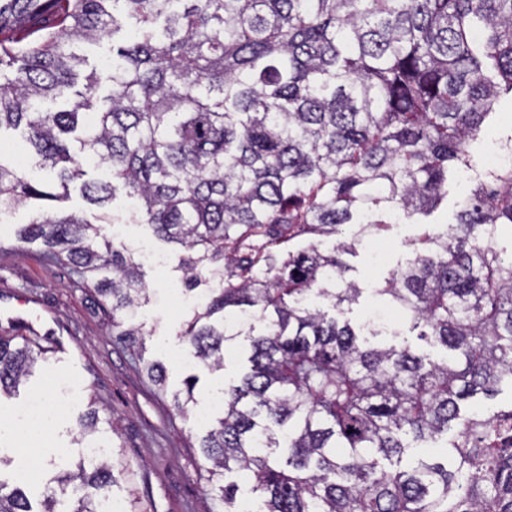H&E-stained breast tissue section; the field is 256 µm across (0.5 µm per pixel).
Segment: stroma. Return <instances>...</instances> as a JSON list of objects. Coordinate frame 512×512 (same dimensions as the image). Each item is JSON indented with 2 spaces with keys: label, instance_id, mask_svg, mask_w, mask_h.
<instances>
[{
  "label": "stroma",
  "instance_id": "35a3bbf8",
  "mask_svg": "<svg viewBox=\"0 0 512 512\" xmlns=\"http://www.w3.org/2000/svg\"><path fill=\"white\" fill-rule=\"evenodd\" d=\"M0 160L16 165L28 176L54 186L55 177L39 168L26 147L22 130L0 129ZM32 206L17 207L8 217L9 229L0 232V308L15 314H39L34 327L56 346L46 354L34 374L20 386L17 395L0 398V413L39 393L62 390L70 409L36 433V456L46 464L29 485L32 501H39L59 466L77 458L79 420L88 406L111 420L112 444L121 453L123 473L112 486L114 500L125 512H212L214 501L200 478L203 458L199 440L204 425L195 421L216 387L236 382L246 366L247 341L236 342L223 371L211 373L198 365L189 346L176 334L181 318L195 303L186 294L178 272L182 249L153 237L142 224H106L102 232L115 244L135 248L142 240L165 258L164 268L142 264L141 273L149 300L137 310V319L151 334L143 357H135L114 342L109 319L91 285L79 281L68 265L46 261L39 249L19 251L15 229L29 223ZM359 227L345 224L340 236L355 241L353 253L345 255L348 275L365 293L358 304L344 313L351 324L361 323L376 307L372 288L403 265L412 255L420 233L416 224H398L380 240L357 241ZM156 361L166 369L167 394H159L148 381L143 362ZM199 378L196 410L178 412L172 391L182 388L189 375Z\"/></svg>",
  "mask_w": 512,
  "mask_h": 512
}]
</instances>
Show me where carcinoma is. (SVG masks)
<instances>
[{"mask_svg": "<svg viewBox=\"0 0 512 512\" xmlns=\"http://www.w3.org/2000/svg\"><path fill=\"white\" fill-rule=\"evenodd\" d=\"M0 128L24 127L29 150L55 171L58 192L0 161V214L63 201L70 185L101 215L38 211L17 230L93 283L112 335L142 357L133 322L146 289L132 254L101 237L116 192L131 223L186 252V291L224 273L188 314L179 340L211 371L249 341L248 365L199 448L217 505L235 508L232 473L251 479L253 512H512V409L462 408L512 387V260L497 233L512 229V167L470 181L456 223L423 228V248L373 289L422 339L451 352L433 361L408 344L377 345L323 309L357 302L346 276L354 243L318 241L281 255L257 247L295 225L334 236L360 224L374 237L419 224L448 201V179L512 103V0H0ZM112 35V68L84 76L82 45ZM112 85L102 101L101 83ZM69 108L43 112L45 100ZM96 111L73 149L79 117ZM110 181L85 179L86 160ZM44 353L0 336V395ZM148 379L166 391L164 367ZM198 378L172 393L195 402ZM84 443L99 415L79 421ZM457 429L441 458L392 461ZM119 455L79 456L34 509L25 487L0 480V512H99Z\"/></svg>", "mask_w": 512, "mask_h": 512, "instance_id": "carcinoma-1", "label": "carcinoma"}]
</instances>
